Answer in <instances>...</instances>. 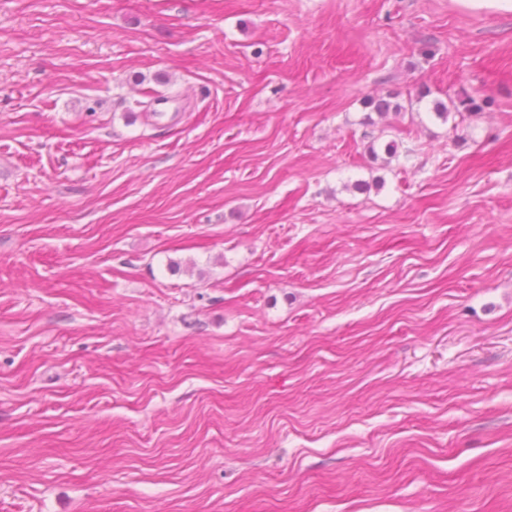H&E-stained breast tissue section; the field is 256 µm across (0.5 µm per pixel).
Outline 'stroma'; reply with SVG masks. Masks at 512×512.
Masks as SVG:
<instances>
[{"instance_id":"1","label":"stroma","mask_w":512,"mask_h":512,"mask_svg":"<svg viewBox=\"0 0 512 512\" xmlns=\"http://www.w3.org/2000/svg\"><path fill=\"white\" fill-rule=\"evenodd\" d=\"M0 512H512V11L0 0ZM494 104V100L488 96L471 95L467 92H461L454 99L450 98L448 105L439 102L436 105L437 111L433 113L438 119L448 122L452 117L454 119L456 116L464 118L465 115L469 116L473 113L482 112ZM397 96L398 95H388V97L369 96L364 99L363 104L365 108L370 109L372 112H376L379 116H383L389 112H406L407 108L405 105L396 100H392L396 99Z\"/></svg>"}]
</instances>
